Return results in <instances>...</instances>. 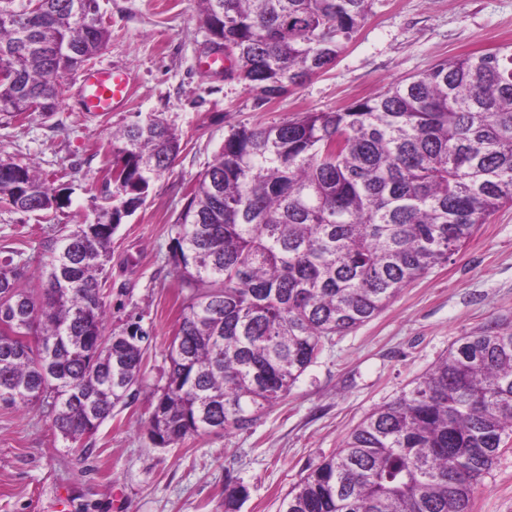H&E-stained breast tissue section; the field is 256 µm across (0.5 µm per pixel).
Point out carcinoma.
Wrapping results in <instances>:
<instances>
[{"mask_svg":"<svg viewBox=\"0 0 512 512\" xmlns=\"http://www.w3.org/2000/svg\"><path fill=\"white\" fill-rule=\"evenodd\" d=\"M0 0V116L55 111L79 66L106 45L98 0ZM231 52L227 73L262 99L323 72L372 0H197ZM96 18L94 27L83 16ZM76 47L80 54L65 53ZM179 138L148 116L112 135V205L0 260V405L50 408L71 444L135 396L151 331L105 334L102 275L114 218L131 215L174 164ZM512 203V47L461 55L375 97L295 120L233 127L174 224L183 304L148 432L163 447L252 425L322 350L378 315ZM0 204L60 209L30 163L0 162ZM37 287L25 288L30 262ZM512 442V330L461 338L311 470L283 512H469ZM245 486H224L239 512Z\"/></svg>","mask_w":512,"mask_h":512,"instance_id":"carcinoma-1","label":"carcinoma"}]
</instances>
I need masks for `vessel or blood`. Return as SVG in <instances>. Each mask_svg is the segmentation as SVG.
Masks as SVG:
<instances>
[{"mask_svg":"<svg viewBox=\"0 0 512 512\" xmlns=\"http://www.w3.org/2000/svg\"><path fill=\"white\" fill-rule=\"evenodd\" d=\"M132 96V83L125 68H97L80 79V102L85 111L108 114L126 105Z\"/></svg>","mask_w":512,"mask_h":512,"instance_id":"obj_1","label":"vessel or blood"}]
</instances>
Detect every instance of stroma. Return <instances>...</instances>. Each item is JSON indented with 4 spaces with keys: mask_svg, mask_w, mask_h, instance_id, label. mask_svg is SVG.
<instances>
[{
    "mask_svg": "<svg viewBox=\"0 0 512 512\" xmlns=\"http://www.w3.org/2000/svg\"><path fill=\"white\" fill-rule=\"evenodd\" d=\"M111 32L90 68L118 65L134 79L129 105L82 111L69 79L54 113L0 117V162H31L63 189L65 207L39 216L0 207V257L36 256L63 225L94 219L112 134L154 115L180 137L173 166L112 236L103 278L106 328L141 321L154 340L134 400L66 447L43 411L0 406V512H224V484L247 489L240 512H282L288 492L336 454L370 413L392 401L464 336L512 328V205L499 209L448 262L434 266L370 321L334 337L288 396L249 428L162 447L148 435L149 401L169 368L180 313L171 229L197 176L231 127L268 126L330 112L463 54L512 46V0H373L330 68L265 101L237 79L204 76L210 34L195 0H98ZM469 512H512V447L482 477Z\"/></svg>",
    "mask_w": 512,
    "mask_h": 512,
    "instance_id": "obj_1",
    "label": "stroma"
}]
</instances>
